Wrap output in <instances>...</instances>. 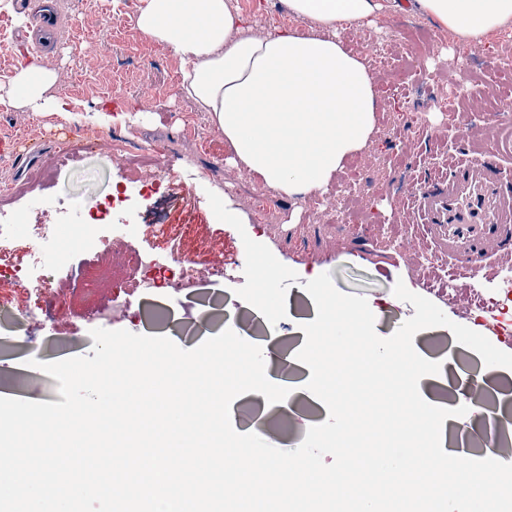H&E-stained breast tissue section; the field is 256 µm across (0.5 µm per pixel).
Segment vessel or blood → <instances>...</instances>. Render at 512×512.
Returning a JSON list of instances; mask_svg holds the SVG:
<instances>
[{
  "label": "vessel or blood",
  "instance_id": "1",
  "mask_svg": "<svg viewBox=\"0 0 512 512\" xmlns=\"http://www.w3.org/2000/svg\"><path fill=\"white\" fill-rule=\"evenodd\" d=\"M423 228L437 251L464 274L490 259L512 261V196L492 170L457 162L420 194Z\"/></svg>",
  "mask_w": 512,
  "mask_h": 512
}]
</instances>
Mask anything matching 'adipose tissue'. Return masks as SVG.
Here are the masks:
<instances>
[{
  "mask_svg": "<svg viewBox=\"0 0 512 512\" xmlns=\"http://www.w3.org/2000/svg\"><path fill=\"white\" fill-rule=\"evenodd\" d=\"M449 35L475 47L512 29V0H412ZM310 33L244 34L230 0H146L137 25L166 44L184 68L180 92L212 115L234 164L291 200L326 192L347 156L363 151L380 110L375 79L341 34L370 18L379 0H288ZM54 71L20 67L15 99L32 111L60 107L49 97ZM461 432L490 431L500 417L484 395L460 386Z\"/></svg>",
  "mask_w": 512,
  "mask_h": 512,
  "instance_id": "ef3b65f1",
  "label": "adipose tissue"
}]
</instances>
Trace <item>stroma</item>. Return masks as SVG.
<instances>
[{
    "instance_id": "35a3bbf8",
    "label": "stroma",
    "mask_w": 512,
    "mask_h": 512,
    "mask_svg": "<svg viewBox=\"0 0 512 512\" xmlns=\"http://www.w3.org/2000/svg\"><path fill=\"white\" fill-rule=\"evenodd\" d=\"M251 35L297 28L299 22L286 0H232ZM144 0H58V46L42 67L53 70L56 84L49 96L63 101L62 110L31 111L24 104L0 106V141L39 150L40 181L25 195L0 209V223L14 227L13 261L25 264L38 249L32 236L36 224L57 225L58 237L77 236L92 224L96 208L107 200L116 205L107 215L101 245L135 260L147 249L168 258L189 256L204 267L223 269V277H207L195 288L181 289L163 299L176 318L168 328L149 316L151 296L130 288L122 266L95 268L94 253L76 248L69 263L59 267L45 256L42 272L53 285L57 307L52 317L32 310L23 332L12 338L15 358L0 360V372L13 373L5 394L30 399L32 373L27 359L41 362L90 354L93 308L111 309V329L141 335H165L190 349L201 343L187 329L209 312L207 300L218 297L222 327L232 328L263 349L288 351L302 347L301 326L317 315L304 286L313 272L329 273L341 292L366 297L378 308V335L392 334L415 313L407 302L394 303L396 282L435 303L452 321L487 337L512 353V342L501 330L512 331V311L492 316L463 308L469 291L464 280L442 294L448 264L424 238L409 210L411 195L433 177L446 173L449 160H481L512 179V155L496 153L495 129L512 128V30L493 35L484 47L456 43L429 17L382 9L372 23H354L343 34L363 57L379 44H398L416 30L434 32L420 42L414 73L399 94L385 98L377 114L374 144L350 158L327 192L315 199L290 202L273 194L245 169L228 163L229 151L209 113L180 92L182 61L168 47L145 38L136 26ZM32 17L19 7L0 6V94L13 91L19 64L33 62L18 34L28 31ZM462 86L460 113L440 110L449 88ZM121 136L150 152L149 163L131 172L113 163L103 142ZM210 144L197 150V139ZM356 190L364 218L358 224L335 220L340 199ZM235 221L224 219L225 212ZM114 224H166L171 233L144 241L112 234ZM251 249L256 259L274 272V285L261 287L242 256ZM95 276L98 288L77 290L79 281ZM285 308L264 336H254L252 321L260 306ZM419 352L447 357L446 379L462 375L466 367L481 365V356L457 344L446 328L418 332ZM289 433L267 425L268 441L295 449L306 437L309 423H323L324 409L293 407Z\"/></svg>"
}]
</instances>
